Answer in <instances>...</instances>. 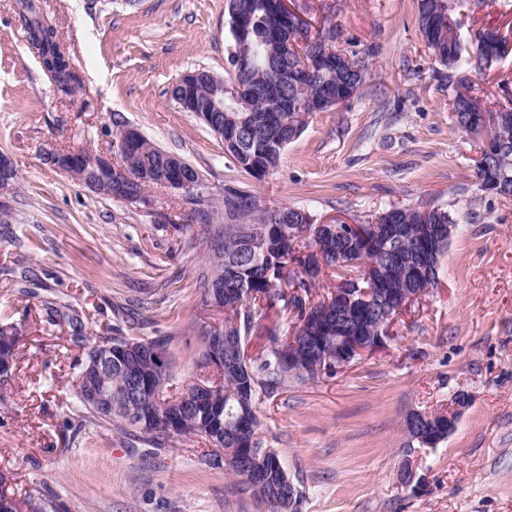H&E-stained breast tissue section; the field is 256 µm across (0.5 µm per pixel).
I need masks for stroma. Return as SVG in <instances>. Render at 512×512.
Instances as JSON below:
<instances>
[{"instance_id":"1","label":"stroma","mask_w":512,"mask_h":512,"mask_svg":"<svg viewBox=\"0 0 512 512\" xmlns=\"http://www.w3.org/2000/svg\"><path fill=\"white\" fill-rule=\"evenodd\" d=\"M312 30L336 28L339 48L368 65L348 102L311 115L264 179L169 96L185 72L232 71L227 0H43L82 78L62 97L0 0V153L18 170L0 196V325L22 331L13 381L0 388V483L47 512H255L218 450L186 435L151 444L130 426L91 421L76 400L73 328L166 337L178 384L193 379L206 303L208 225L224 191L315 223H371L386 209L438 206L456 229L440 281L412 305L381 351L334 374L290 382L259 406L255 437L277 449L303 491L300 512H512V197L480 191L474 144L453 128L448 82L420 31L416 0H293ZM466 48L482 28L512 39V0L457 15ZM468 80L488 108L512 83V53ZM194 166L205 203L155 187L145 204L90 192L45 163L50 151L106 149L116 123ZM469 404L447 439L409 449L406 412ZM411 461L417 487L398 478Z\"/></svg>"}]
</instances>
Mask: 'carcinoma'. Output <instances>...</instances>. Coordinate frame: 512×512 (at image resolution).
<instances>
[{
    "label": "carcinoma",
    "mask_w": 512,
    "mask_h": 512,
    "mask_svg": "<svg viewBox=\"0 0 512 512\" xmlns=\"http://www.w3.org/2000/svg\"><path fill=\"white\" fill-rule=\"evenodd\" d=\"M446 11H441L437 0H417L419 25L428 50L435 61L448 71V91L454 112L456 130L467 135L478 146L475 158L477 183L486 191L512 178V103L495 109L497 118L485 125H475V117L487 112L473 86L455 78L463 67L481 73L493 62L509 53L508 39L496 29L480 30L475 35L474 51L465 50L457 25L448 21V15L467 2L479 7L484 0H447ZM239 11L254 19L249 29L231 32L233 44L246 47L248 63L241 68L233 66L234 78L228 83L214 74L200 82L198 97L206 99L219 90L224 93V136L228 153L239 168L256 179L266 176L265 168L277 166L280 155H273L255 144L247 131L234 132V117L247 115L246 107L254 109L252 116L264 120L269 136L287 144L304 131L310 108L318 103L325 88L336 91L363 85L367 66L357 53H344L332 45L314 43L301 47V52L285 51L267 41L263 31L277 22L267 13V0H236ZM18 23L29 42L38 51L42 66L52 77L56 90L64 97L77 91L80 81L70 64V54L58 30L44 25L43 8L38 0H21L17 12ZM327 54L340 61L339 66H327L314 79L298 78L279 89V93L294 102L286 112H267L266 99L271 91L269 68L303 66L306 62ZM248 86L246 104L231 98L234 85ZM235 142L230 139L235 135ZM502 146L503 153L490 158L484 150L485 141ZM157 153L147 139L129 145L123 162L130 179L120 191L112 183L102 184L98 173L89 172L86 186L97 194L112 195L118 191L148 201L146 191L154 182L144 176L146 165L153 163ZM287 223H273V209L259 206L255 197L233 189L224 192V211L230 218L218 224L210 239L208 254L211 278L205 282L206 298H211V279L224 281V348L220 358L224 371L217 389L205 400L186 407L187 399L194 398L193 388L186 384L173 389L172 361L167 353L166 339L134 336H112L108 341L119 346L137 341L158 351V358L145 357L140 361L139 373L161 395L162 400L147 411L144 422L133 419L122 400L128 386L127 375L121 365L112 363L107 374V385L112 390V407H104L77 396L79 404L95 420L131 426L150 442L164 441L173 435L192 434L219 441L220 447L254 445L250 459L252 470L264 472L270 480L247 487L257 505H262L273 489L283 464L276 449L259 448L255 440L258 426L257 406L263 398H271L288 386L292 380H305L324 372L330 374L336 367V337L366 336L375 342L389 339L393 326L380 322L382 308L390 306L403 292L438 287L440 262L448 251V236L441 234L443 225L454 223L448 210L433 207L423 214L415 207H395L384 212V221L376 228L365 230V235L326 233L314 224L302 210L282 206ZM318 246L324 269L359 268L368 261L380 266L379 277L358 279L364 289L372 292L364 309L356 316L340 310L326 312L325 301L335 296L330 291L322 298H313L324 269L311 272L308 250ZM427 267V276L420 274ZM290 309L295 324L306 327L305 335L313 337V345L302 352L283 340L288 330L270 331L267 341L256 358L247 356L248 335L254 324L266 319L277 304ZM19 330L10 325L0 326V363L15 364ZM295 361L299 372L288 369V361ZM179 420L172 430L169 421Z\"/></svg>",
    "instance_id": "obj_1"
}]
</instances>
